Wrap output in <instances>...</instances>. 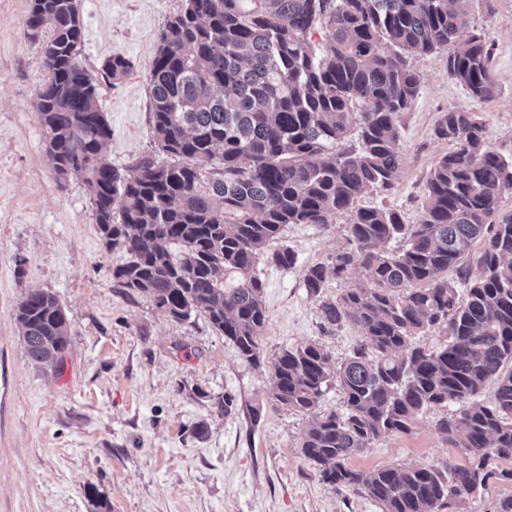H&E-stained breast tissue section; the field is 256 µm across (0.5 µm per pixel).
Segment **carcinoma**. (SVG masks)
<instances>
[{"label":"carcinoma","mask_w":512,"mask_h":512,"mask_svg":"<svg viewBox=\"0 0 512 512\" xmlns=\"http://www.w3.org/2000/svg\"><path fill=\"white\" fill-rule=\"evenodd\" d=\"M467 2L184 0L148 68L155 153L123 172L103 156L112 129L98 99L101 83L130 72L129 60L112 57L96 73L81 65L77 0H27L22 21L43 58L34 108L57 179L83 180L106 244L128 256L113 278L167 317L206 315L260 365L265 245L287 224L349 215V248L308 266L303 287L325 326L349 323L364 342L339 365L316 343L285 349L268 372L272 401L300 413L336 378L346 410L317 416L301 454L321 481L365 491L382 512H454L488 480L512 483V469L494 467L512 454V212L500 211L512 194V157L492 148L476 113L454 107L434 129L450 148L431 170L419 222L358 205L370 190L390 191L404 162L399 117L420 90L411 59L445 50L448 76L469 98L493 96L491 47L468 29ZM397 238L401 251L389 248ZM473 252L472 279L462 259ZM267 261L290 268L295 256L283 248ZM356 264L368 283L322 296L328 278ZM16 321L31 360L61 363L69 323L53 294L26 293ZM436 329L446 345H411ZM489 383L493 398L476 399ZM450 403L459 415L436 426L467 450L463 462L346 464Z\"/></svg>","instance_id":"1"}]
</instances>
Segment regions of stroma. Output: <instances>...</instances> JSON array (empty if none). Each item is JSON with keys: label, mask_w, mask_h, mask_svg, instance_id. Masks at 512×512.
Instances as JSON below:
<instances>
[{"label": "stroma", "mask_w": 512, "mask_h": 512, "mask_svg": "<svg viewBox=\"0 0 512 512\" xmlns=\"http://www.w3.org/2000/svg\"><path fill=\"white\" fill-rule=\"evenodd\" d=\"M183 0H78L81 62L112 56L130 73L102 86L111 128L106 158L119 169L155 147L147 69L167 19ZM26 0H0V512H381L365 492L319 480L300 443L312 416L274 405L265 367L248 364L203 314L168 318L112 278L125 254L106 247L77 177L59 182L34 109L45 79L38 45L24 36ZM468 23L492 48L493 97L476 101L448 75V54L413 59L420 91L400 117L405 153L391 193L364 206L397 208L417 223L426 181L447 141L434 134L443 112L465 107L490 142L512 156V0H469ZM347 215L329 224H289L266 250L291 249L294 267L259 262L268 321L261 355L315 342L333 363L358 330L323 328L304 269L346 247ZM52 293L70 331L60 367L30 359L15 311L25 293ZM420 413L410 433L383 436L349 466H427L464 461Z\"/></svg>", "instance_id": "obj_1"}]
</instances>
